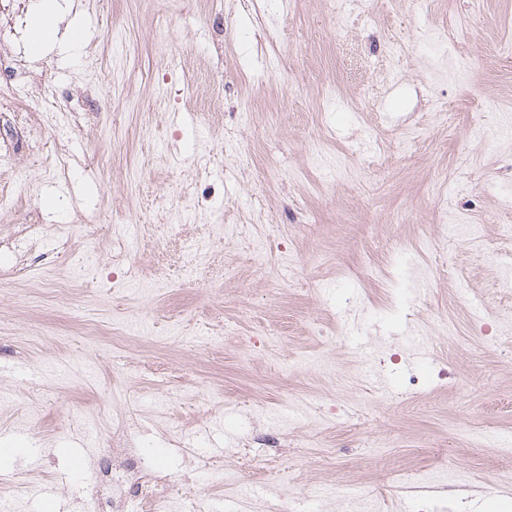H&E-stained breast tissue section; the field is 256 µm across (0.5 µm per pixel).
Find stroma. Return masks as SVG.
Returning <instances> with one entry per match:
<instances>
[{"mask_svg":"<svg viewBox=\"0 0 512 512\" xmlns=\"http://www.w3.org/2000/svg\"><path fill=\"white\" fill-rule=\"evenodd\" d=\"M39 0H0L27 78L15 96L38 141L0 156V498L20 512H76L73 500L112 458V414L139 405L143 457L179 470L205 460L188 499L252 512L215 482L232 468L282 503L354 512L350 494L387 491L391 512H512V146L472 135L512 99V0H366L338 22L327 0H66L87 32L78 51L34 57L26 22ZM57 111L39 108L42 92ZM447 100L452 126L435 112ZM482 163L453 206L482 228L479 247L430 257L418 287L394 247L436 229L434 185L461 155ZM141 220L124 266L116 224ZM228 224H262L290 249L293 284L267 289ZM391 285L363 281L368 260ZM152 333L110 338L113 317ZM448 318L453 336H425ZM238 336L223 347L198 336ZM281 331L282 346L242 363L240 335ZM327 373H286L297 357ZM418 385H410V378ZM321 415L280 454L249 448L253 414L289 396ZM459 482L413 491L417 473Z\"/></svg>","mask_w":512,"mask_h":512,"instance_id":"35a3bbf8","label":"stroma"}]
</instances>
